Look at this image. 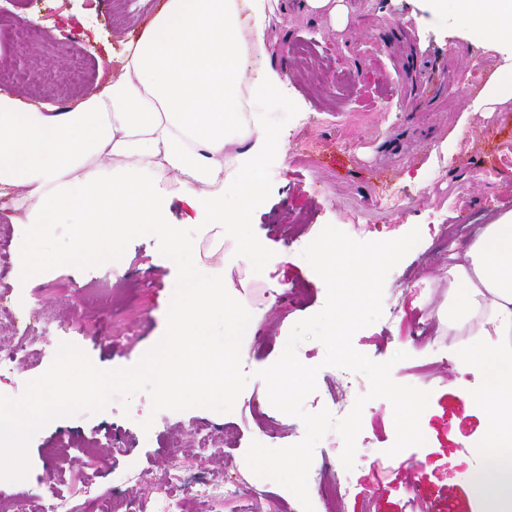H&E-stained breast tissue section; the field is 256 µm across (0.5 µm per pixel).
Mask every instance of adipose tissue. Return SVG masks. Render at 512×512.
I'll return each instance as SVG.
<instances>
[{
  "instance_id": "ef3b65f1",
  "label": "adipose tissue",
  "mask_w": 512,
  "mask_h": 512,
  "mask_svg": "<svg viewBox=\"0 0 512 512\" xmlns=\"http://www.w3.org/2000/svg\"><path fill=\"white\" fill-rule=\"evenodd\" d=\"M469 32L493 39L512 60V0H461ZM251 29H244L242 14ZM280 0H165L137 40L118 56L112 79L74 103L40 106L0 93V196L25 189L21 229L23 269L41 260V229L70 218L79 244L119 255L131 232L162 236L174 257L192 241L169 218L160 188L178 178V194L203 224L238 223V211L259 200V176L273 137L244 97L275 90L277 74L245 85L251 64L266 60L264 31L271 16H287ZM467 111L494 112L512 101V78L498 73L469 89ZM249 142L236 157L241 179L222 178L224 149ZM445 323L467 331L462 363L486 369L496 394L512 386V211L482 225L451 250ZM495 345H488V337Z\"/></svg>"
}]
</instances>
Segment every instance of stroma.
<instances>
[{
    "mask_svg": "<svg viewBox=\"0 0 512 512\" xmlns=\"http://www.w3.org/2000/svg\"><path fill=\"white\" fill-rule=\"evenodd\" d=\"M350 2L355 12L340 32L298 10L286 23L269 22L264 43L279 83L273 96L249 100L248 108L261 114L279 150L263 166L262 199L244 209L242 233L191 223L184 201L170 203L172 222L197 246V269L231 282L251 313V334L241 345L250 380L233 411L155 413L149 394L140 392L96 414L55 420L29 444L26 479L0 483V501L12 512H30L56 491L67 506H82L89 499L83 474L94 476L96 492L160 512L174 468L197 512H303L292 492L251 472L245 453L254 440L279 448L304 436L299 419L270 404L256 373L278 359V343L293 325L325 304L326 286L302 251L329 224L359 241L419 229V243L385 280L381 318L359 330L353 345L377 362L407 352L391 375L429 391L430 400L420 419L424 445L392 457V405L368 402L349 471L340 460L341 436L328 432L313 456L314 512H323L317 484L340 471L351 486L340 512H486L472 480L501 461L472 452L496 429L494 415L471 395L486 388L487 373L460 363L463 339L439 321L448 296L439 269L451 243H464L490 216L512 210V164L499 161L512 155V102L492 114L464 110L467 90L501 60L472 39L453 2L437 17L427 0ZM162 3L0 0V65L11 74L0 92L56 105L88 95L99 61L119 55ZM339 72L349 77L341 88L333 82ZM18 199L15 192L0 197V316L16 325L0 333V346L16 357L0 368V394L22 395L63 342L102 369L135 365L165 333L174 262L155 238L138 234L124 239L122 262L98 250L73 261L76 225L49 224L42 262L21 274ZM297 355L321 367L306 410L347 413L368 392L364 374L322 367L319 341L302 342ZM147 419L153 425L146 432ZM205 433L215 437L206 453L218 461L207 470L197 446Z\"/></svg>",
    "mask_w": 512,
    "mask_h": 512,
    "instance_id": "obj_1",
    "label": "stroma"
}]
</instances>
